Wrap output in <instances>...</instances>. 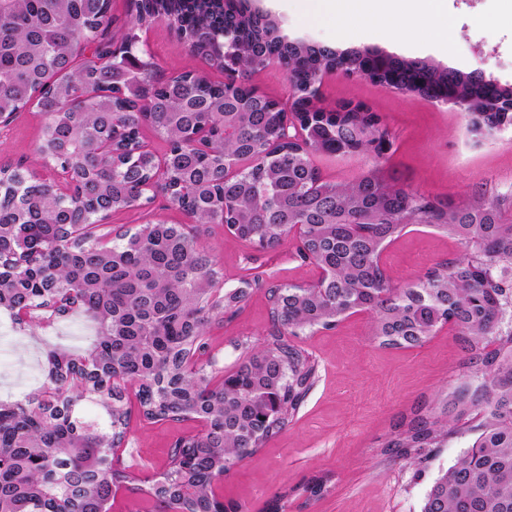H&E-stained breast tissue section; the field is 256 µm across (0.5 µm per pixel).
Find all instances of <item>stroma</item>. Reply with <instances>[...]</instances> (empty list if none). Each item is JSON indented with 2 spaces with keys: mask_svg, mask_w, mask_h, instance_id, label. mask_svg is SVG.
<instances>
[{
  "mask_svg": "<svg viewBox=\"0 0 512 512\" xmlns=\"http://www.w3.org/2000/svg\"><path fill=\"white\" fill-rule=\"evenodd\" d=\"M446 2L447 37L432 34L392 42L373 28L340 31L309 19L294 0H250L290 40L338 50L367 47L512 84V0ZM140 37L164 76L196 68L212 80H223V72L189 54L167 23L154 24ZM343 102L376 112L389 133V148L379 157L313 154L322 177L352 182L378 165L408 190L457 203L496 200L505 215H512V127L477 137L468 132V117L460 107L365 77L324 75L318 106L330 110ZM41 124L38 114L25 112L0 125V162H31ZM158 218L171 224L190 222L159 197L150 211L115 212L106 224L120 234ZM199 241L216 259L221 287H233L243 278L259 280L247 303L208 332L212 354L219 366L229 369L242 355L235 341L258 344L270 334L268 286L307 285L318 279L319 271L299 258V241L292 235L275 249L258 252L225 235L223 225L207 224L199 229ZM459 250L447 234L410 224L386 246L381 263L391 283L402 286ZM91 334V324L84 319L58 318L36 334L19 338L11 331L9 315L0 312V398L16 399L39 387L46 350L56 345L82 349ZM298 344L316 367L312 388L294 419L225 475L222 495L244 512H266L279 497L285 512H420L433 480L467 449L471 436L449 439L445 447L433 449L419 475L404 460L384 452L380 443L396 425L463 382L466 351L459 336L445 326L421 346L388 348L374 340L369 314L356 313L333 329L300 337ZM198 430L193 420L151 423L132 415L120 458L142 475H156L162 472L172 443ZM321 474L332 477L330 493L312 500L295 494L296 486Z\"/></svg>",
  "mask_w": 512,
  "mask_h": 512,
  "instance_id": "stroma-1",
  "label": "stroma"
}]
</instances>
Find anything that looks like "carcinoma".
<instances>
[{
	"mask_svg": "<svg viewBox=\"0 0 512 512\" xmlns=\"http://www.w3.org/2000/svg\"><path fill=\"white\" fill-rule=\"evenodd\" d=\"M134 2L122 42L166 21L192 56L220 70L226 50L242 75L278 59L291 98L285 106L197 70L164 77L151 56L114 48L111 0H0V115H41L37 160L70 170L74 182L60 192L22 162L0 164V311L78 314L95 328L81 354L46 351L43 389L0 399V512H111L121 488L151 512H242L218 482L292 420L313 385L315 365L294 339L361 311L385 347H416L449 326L482 373L479 385L464 383L382 444L418 467L427 449L478 432L433 481L421 512H512V221L492 201L444 202L398 187L379 167L327 181L311 161L378 156L389 141L366 108L314 105L316 84L339 65L419 96L446 93L473 135L512 126V84L290 42L242 0ZM287 125L300 133L285 136ZM145 126L167 145L160 182L154 155L142 150ZM158 194L260 251L302 225L300 255L320 277L269 288L275 331L229 370L217 368L206 335L257 281L220 289L214 258L180 224L150 221L107 247L94 232ZM412 223L434 226L461 251L398 287L381 255ZM118 379L136 388L146 420L204 423L174 441L150 480L115 458L131 418ZM328 483L314 476L303 492L319 498Z\"/></svg>",
	"mask_w": 512,
	"mask_h": 512,
	"instance_id": "cac0c4a2",
	"label": "carcinoma"
}]
</instances>
